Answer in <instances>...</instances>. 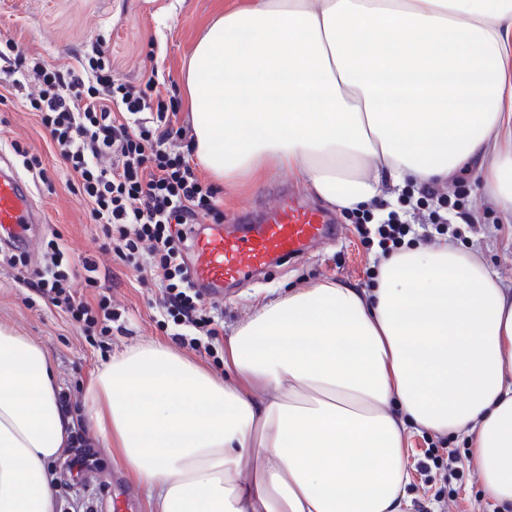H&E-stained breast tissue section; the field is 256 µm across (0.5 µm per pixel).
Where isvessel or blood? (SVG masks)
I'll return each instance as SVG.
<instances>
[{"mask_svg":"<svg viewBox=\"0 0 512 512\" xmlns=\"http://www.w3.org/2000/svg\"><path fill=\"white\" fill-rule=\"evenodd\" d=\"M30 182L0 156V237L31 246V227L43 223ZM328 219L321 210L289 197L280 198L266 222L242 234L214 229L196 238L188 266L205 298L222 300L224 285L249 278L276 259H292L320 244Z\"/></svg>","mask_w":512,"mask_h":512,"instance_id":"b4317fda","label":"vessel or blood"}]
</instances>
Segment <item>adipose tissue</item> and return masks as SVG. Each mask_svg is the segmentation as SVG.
Listing matches in <instances>:
<instances>
[{"label": "adipose tissue", "instance_id": "ef3b65f1", "mask_svg": "<svg viewBox=\"0 0 512 512\" xmlns=\"http://www.w3.org/2000/svg\"><path fill=\"white\" fill-rule=\"evenodd\" d=\"M184 90L195 158L225 183L274 167L352 213L467 161L512 224V0H233ZM83 400L149 512H408L411 428L461 436L512 512V282L475 252L407 247L374 288L264 302L223 375L155 343ZM69 424L47 351L0 326V512H56L46 465Z\"/></svg>", "mask_w": 512, "mask_h": 512}]
</instances>
